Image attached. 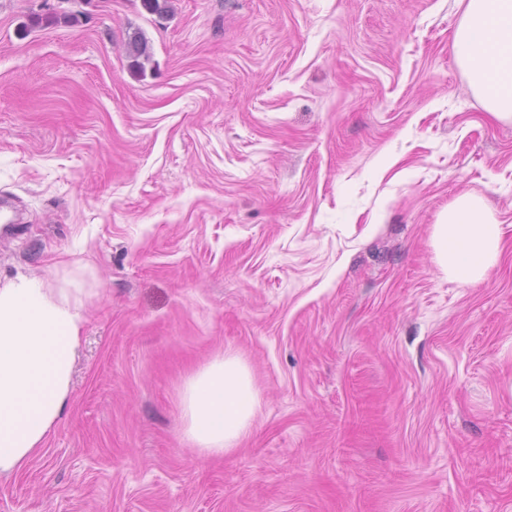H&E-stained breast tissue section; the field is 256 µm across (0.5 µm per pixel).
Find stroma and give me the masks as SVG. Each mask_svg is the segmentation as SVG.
Wrapping results in <instances>:
<instances>
[{
  "instance_id": "obj_1",
  "label": "stroma",
  "mask_w": 512,
  "mask_h": 512,
  "mask_svg": "<svg viewBox=\"0 0 512 512\" xmlns=\"http://www.w3.org/2000/svg\"><path fill=\"white\" fill-rule=\"evenodd\" d=\"M170 5L0 0V282L88 295L0 512H512V122L455 59L459 0ZM466 194L506 241L474 285L435 250ZM222 355L258 404L210 456L179 402Z\"/></svg>"
}]
</instances>
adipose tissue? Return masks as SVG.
Instances as JSON below:
<instances>
[{
	"mask_svg": "<svg viewBox=\"0 0 512 512\" xmlns=\"http://www.w3.org/2000/svg\"><path fill=\"white\" fill-rule=\"evenodd\" d=\"M454 41L471 91L497 118L512 120V0H464ZM449 277L482 281L502 252V231L481 198L461 197L436 233ZM87 322L83 289L55 288L37 276L0 284V474L21 467L60 420ZM257 392L237 357L213 359L180 398L186 437L221 455L247 436Z\"/></svg>",
	"mask_w": 512,
	"mask_h": 512,
	"instance_id": "1",
	"label": "adipose tissue"
}]
</instances>
